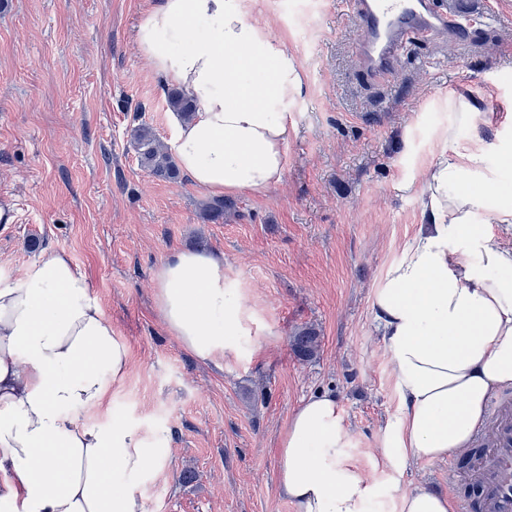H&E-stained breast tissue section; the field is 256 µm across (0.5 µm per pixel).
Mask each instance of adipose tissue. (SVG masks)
Here are the masks:
<instances>
[{"mask_svg": "<svg viewBox=\"0 0 512 512\" xmlns=\"http://www.w3.org/2000/svg\"><path fill=\"white\" fill-rule=\"evenodd\" d=\"M259 0H161L136 45L197 104L170 148L197 187L263 195L280 184L303 89L286 41L252 19ZM478 142L440 149L423 171V222L373 294L402 411L382 461H437L469 448L494 390L512 388V190L481 169ZM498 233H491L490 225ZM167 330L198 360L242 358L256 324L229 305L224 259L172 251L153 273ZM128 344L67 253L0 274V512H144L142 483L170 455L130 424L87 427L129 370ZM336 397L293 412L279 484L295 512H366L383 488L348 461Z\"/></svg>", "mask_w": 512, "mask_h": 512, "instance_id": "1", "label": "adipose tissue"}]
</instances>
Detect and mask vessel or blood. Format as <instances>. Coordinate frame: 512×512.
Returning <instances> with one entry per match:
<instances>
[{
	"mask_svg": "<svg viewBox=\"0 0 512 512\" xmlns=\"http://www.w3.org/2000/svg\"><path fill=\"white\" fill-rule=\"evenodd\" d=\"M358 34L353 51L362 68L386 71L400 49L420 37L469 38L472 16L465 0H347ZM485 449L475 483L480 494L459 502L458 512H512V399L491 398L488 424L473 438Z\"/></svg>",
	"mask_w": 512,
	"mask_h": 512,
	"instance_id": "b4317fda",
	"label": "vessel or blood"
}]
</instances>
